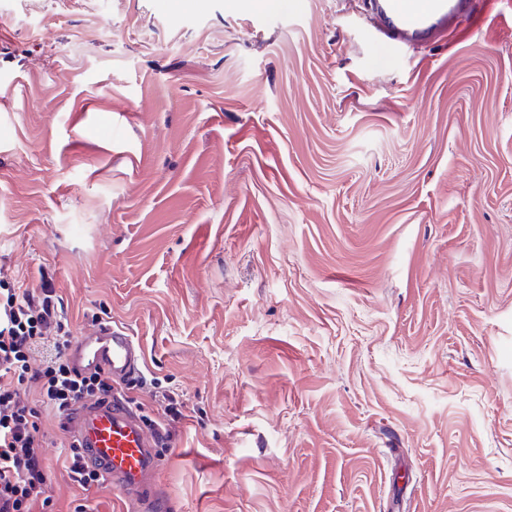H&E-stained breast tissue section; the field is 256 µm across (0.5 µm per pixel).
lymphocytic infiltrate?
Returning <instances> with one entry per match:
<instances>
[{
  "mask_svg": "<svg viewBox=\"0 0 512 512\" xmlns=\"http://www.w3.org/2000/svg\"><path fill=\"white\" fill-rule=\"evenodd\" d=\"M73 333L52 279L28 288L0 277V512H43L48 470L42 458L43 409L62 415L78 402L111 395L112 379L79 374L67 351ZM36 383L33 405L21 394Z\"/></svg>",
  "mask_w": 512,
  "mask_h": 512,
  "instance_id": "1",
  "label": "lymphocytic infiltrate"
}]
</instances>
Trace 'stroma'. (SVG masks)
I'll return each mask as SVG.
<instances>
[{"label": "stroma", "mask_w": 512, "mask_h": 512, "mask_svg": "<svg viewBox=\"0 0 512 512\" xmlns=\"http://www.w3.org/2000/svg\"><path fill=\"white\" fill-rule=\"evenodd\" d=\"M0 0V274L144 351L168 512H512V0ZM52 512H135L67 472ZM374 21L391 39L417 41L441 37L448 20L467 11V0H384ZM154 397L163 410V414L169 417V420L176 421L183 417L184 403L175 396L174 392L156 391Z\"/></svg>", "instance_id": "stroma-1"}]
</instances>
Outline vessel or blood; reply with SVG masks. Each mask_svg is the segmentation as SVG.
<instances>
[{
    "mask_svg": "<svg viewBox=\"0 0 512 512\" xmlns=\"http://www.w3.org/2000/svg\"><path fill=\"white\" fill-rule=\"evenodd\" d=\"M467 9L468 0H385L375 21L390 38L412 42L443 36L449 19ZM68 357L78 371L100 370L116 382L135 377L143 366L139 343L103 318L81 331ZM64 422L81 450V465L101 475L108 490L132 501L138 512H166L157 437L122 400L112 395L81 402L66 412Z\"/></svg>",
    "mask_w": 512,
    "mask_h": 512,
    "instance_id": "1",
    "label": "vessel or blood"
}]
</instances>
